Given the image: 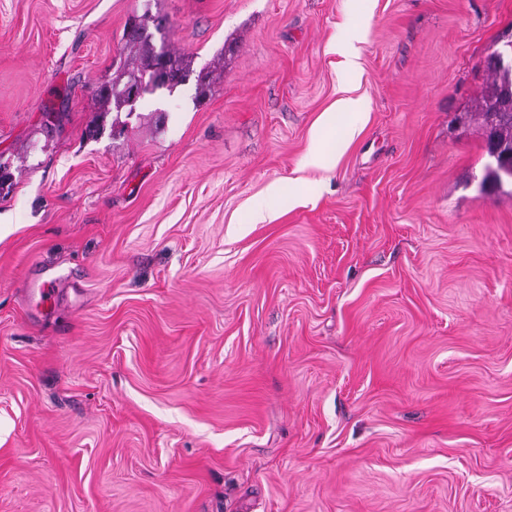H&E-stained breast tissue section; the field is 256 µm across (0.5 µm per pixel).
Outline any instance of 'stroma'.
Segmentation results:
<instances>
[{"instance_id": "stroma-1", "label": "stroma", "mask_w": 512, "mask_h": 512, "mask_svg": "<svg viewBox=\"0 0 512 512\" xmlns=\"http://www.w3.org/2000/svg\"><path fill=\"white\" fill-rule=\"evenodd\" d=\"M142 5L0 0V512H512V0H155L223 70L97 115ZM485 57V70L492 81L485 87L477 106L481 129L487 142L512 151V33L503 35ZM496 66V67H494ZM501 67V68H499ZM364 103L360 99L342 98L335 105V112H328L326 118L316 130L311 147L305 158V164L308 167L316 169H326L329 165L328 154L324 148V137L322 131L336 124V118L345 119L350 125H354L363 114ZM337 111V112H336ZM487 152L489 160L491 161V165L496 166L498 170L491 167L488 161L487 165L485 166V173L481 181V192H484L488 188H501V179L502 181H512L511 153H509L508 157H506L505 155L501 154L500 148H498L493 143L488 145Z\"/></svg>"}]
</instances>
